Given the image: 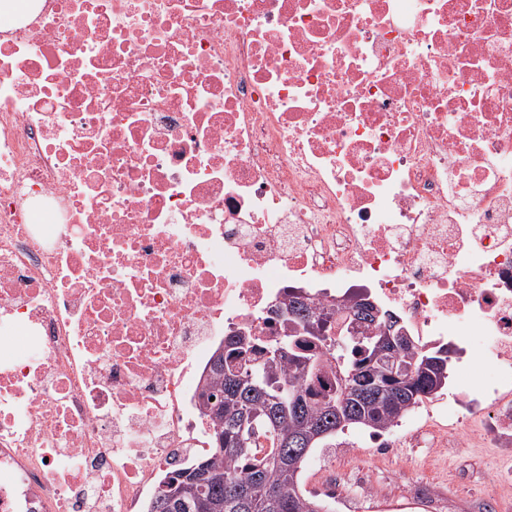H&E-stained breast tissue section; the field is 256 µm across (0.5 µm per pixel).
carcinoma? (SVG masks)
<instances>
[{
  "label": "carcinoma",
  "mask_w": 512,
  "mask_h": 512,
  "mask_svg": "<svg viewBox=\"0 0 512 512\" xmlns=\"http://www.w3.org/2000/svg\"><path fill=\"white\" fill-rule=\"evenodd\" d=\"M288 323L283 325L288 335L283 337L288 352L278 359L264 357L255 338L236 333L225 342V353L213 360L210 381L200 394L202 407L211 414L213 454L186 468L195 473L196 482L187 491L179 508H169L173 477L149 503L147 512H324L320 500L306 495L299 476L309 455L297 453L298 444L310 443L316 448L327 438L351 426L372 432H384L398 422L422 399L437 394L448 384V348L417 352L416 366L434 360L439 367L429 369L407 380L386 378V368L372 359L374 346L381 336H364L355 346L345 340L333 339L330 315L311 307L298 294L288 295ZM326 347L344 376L356 366L367 367L384 378L387 391L380 397H369L342 408L332 394L321 395L308 386L313 369L307 361L318 360L311 352L314 343ZM261 360H256V357ZM256 360L257 379L263 389L253 394L226 377L225 364L231 361ZM289 385L309 397L312 404L296 415L282 407L285 396L282 386ZM255 417L256 436L272 440L270 452L259 455L256 444H247L239 452V422L244 415ZM323 422L329 431L314 439L309 424ZM224 435V446L218 436Z\"/></svg>",
  "instance_id": "carcinoma-1"
}]
</instances>
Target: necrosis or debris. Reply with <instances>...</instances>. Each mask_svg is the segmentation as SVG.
<instances>
[{
  "mask_svg": "<svg viewBox=\"0 0 512 512\" xmlns=\"http://www.w3.org/2000/svg\"><path fill=\"white\" fill-rule=\"evenodd\" d=\"M39 2L0 30V512H141L291 288L457 352L452 403L317 471L333 512H444L438 454L512 447V0ZM427 449L428 448H398L399 463L395 469L396 471L389 474H380L378 476L376 473L366 472L363 474V479L380 485L398 487L401 483H405L410 476V471L405 467V461L415 455L423 453Z\"/></svg>",
  "mask_w": 512,
  "mask_h": 512,
  "instance_id": "obj_1",
  "label": "necrosis or debris"
}]
</instances>
